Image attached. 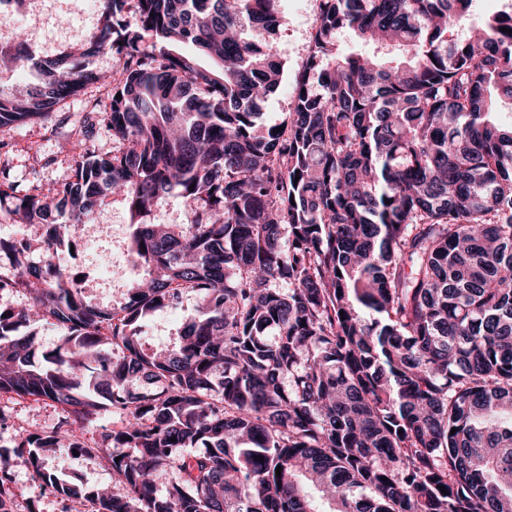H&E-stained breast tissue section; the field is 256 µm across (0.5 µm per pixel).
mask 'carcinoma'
I'll use <instances>...</instances> for the list:
<instances>
[{
	"instance_id": "carcinoma-1",
	"label": "carcinoma",
	"mask_w": 512,
	"mask_h": 512,
	"mask_svg": "<svg viewBox=\"0 0 512 512\" xmlns=\"http://www.w3.org/2000/svg\"><path fill=\"white\" fill-rule=\"evenodd\" d=\"M97 2L86 44L0 45L42 75L22 95L0 75V127L48 120L101 81L90 58L118 60L71 175L30 194L0 170L9 218L45 227L0 240V291L31 300L0 304V392L65 407L0 449V512L17 460L91 512H318L310 490L330 512H512V126L492 120L512 104V13L450 39L472 0H326L280 131L261 118L284 64L250 36L276 31L277 0ZM342 30L374 51L340 50ZM96 125L117 142L105 158ZM171 193L193 222H143ZM110 195L145 277L99 307L53 259ZM186 292L200 306L178 341L145 350L143 322ZM39 326L57 350L38 351ZM109 407L125 423L81 440ZM75 451L120 489L42 471Z\"/></svg>"
}]
</instances>
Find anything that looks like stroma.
<instances>
[{"mask_svg":"<svg viewBox=\"0 0 512 512\" xmlns=\"http://www.w3.org/2000/svg\"><path fill=\"white\" fill-rule=\"evenodd\" d=\"M317 13V0H279L280 25L273 46L285 65V75L277 94L264 105L267 124L281 122L292 108L295 84L312 47ZM17 26L25 29L34 54L46 59L77 41L93 38L101 22L99 12L87 0H28L21 13L0 19V43L9 42ZM111 92V86L94 84L80 97L63 102L48 122L0 127V169L8 168L12 179L30 191L48 189L62 180L73 164L65 142L77 138L82 113L97 111ZM94 221L102 226L96 252L66 249L55 262L68 274L80 275L87 300L109 307L124 302L131 282L139 277L129 265L131 215L121 199L111 198L98 207ZM103 259L113 262L117 278L100 276L98 265ZM198 303V296L188 293L178 308L155 313L144 326L145 346L155 351L172 347L184 317L193 313ZM63 414L64 408L58 403L0 393V448L29 432L52 431ZM43 468L46 473L91 489L109 488L114 483L110 465L97 457L49 455ZM10 478L12 512H91L86 500L67 501L41 492L39 478L23 465L11 467Z\"/></svg>","mask_w":512,"mask_h":512,"instance_id":"stroma-1","label":"stroma"}]
</instances>
